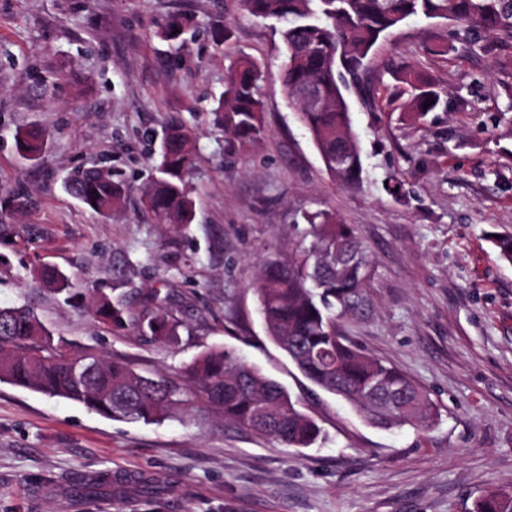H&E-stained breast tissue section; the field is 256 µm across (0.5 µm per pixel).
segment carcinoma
<instances>
[{
    "label": "carcinoma",
    "mask_w": 512,
    "mask_h": 512,
    "mask_svg": "<svg viewBox=\"0 0 512 512\" xmlns=\"http://www.w3.org/2000/svg\"><path fill=\"white\" fill-rule=\"evenodd\" d=\"M242 3L251 16L283 24V92L327 170L345 186L356 185L362 172L345 91L359 86L364 60L383 36L411 17H424L512 39V0ZM264 79L260 64L244 54L228 68L215 114L224 125L226 145L236 151L254 146L266 134L260 98ZM397 82V97L408 96L403 106L421 116L442 103V91L418 72L401 71ZM430 100L434 104L429 106ZM15 144L19 154L34 159L42 152L44 134L21 133ZM194 154L190 131L172 121L160 141L157 175L143 193L157 223H191L186 176L194 168ZM69 190L106 216L125 194L111 172L99 169L77 175ZM304 220L307 228L301 239L288 253L268 258L253 283L267 335L314 386L335 395L372 425L432 426L438 410L426 390L341 330L340 322L363 314L368 303L370 263L358 226L344 224L326 211L308 213ZM39 276L55 290H65L57 270L43 268ZM96 314L115 324L128 319L140 335L159 343L176 335L164 307L137 314L124 294L101 303ZM0 379L80 403L113 420L154 424L194 408L290 448H308L321 437L319 425L299 410L279 381L222 345L205 347L180 372L145 376L125 361L75 351L54 340L24 306L0 307ZM113 482L141 483L143 478L104 474L84 484L83 491L91 495ZM475 512H512V494L490 491L477 502Z\"/></svg>",
    "instance_id": "carcinoma-1"
}]
</instances>
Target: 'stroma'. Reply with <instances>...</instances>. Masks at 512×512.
Instances as JSON below:
<instances>
[{"instance_id": "35a3bbf8", "label": "stroma", "mask_w": 512, "mask_h": 512, "mask_svg": "<svg viewBox=\"0 0 512 512\" xmlns=\"http://www.w3.org/2000/svg\"><path fill=\"white\" fill-rule=\"evenodd\" d=\"M177 16L200 37L161 39ZM224 28L232 37L215 46L209 33ZM436 42L449 52L427 53ZM285 53L274 22L240 0H0V306H28L72 347L145 374L223 345L286 386L327 435L288 448L214 417L118 421L0 382V512H474L488 491L512 494V262L488 239L512 235V41L422 17L391 30L349 97L357 188L327 171L290 107ZM239 54L265 68L267 134L228 154L211 109ZM406 67L444 94L420 120L391 103ZM174 118L195 140L189 224L156 223L141 203ZM33 127L47 140L28 161L14 139ZM98 167L126 185L108 218L63 187ZM316 210L358 225L370 258L368 309L345 332L425 387L440 412L432 429L372 426L269 340L252 284ZM45 267L85 294L83 307L40 281ZM119 292L137 313L159 296L175 340L99 320L96 304ZM103 471L148 485L82 495Z\"/></svg>"}]
</instances>
